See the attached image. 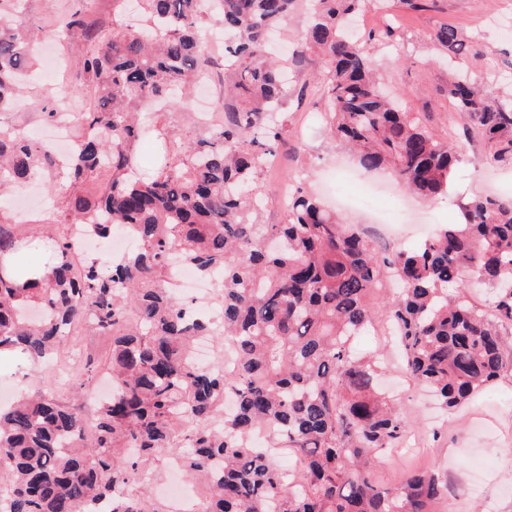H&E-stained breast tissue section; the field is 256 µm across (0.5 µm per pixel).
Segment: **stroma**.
Masks as SVG:
<instances>
[{"instance_id":"1","label":"stroma","mask_w":512,"mask_h":512,"mask_svg":"<svg viewBox=\"0 0 512 512\" xmlns=\"http://www.w3.org/2000/svg\"><path fill=\"white\" fill-rule=\"evenodd\" d=\"M75 7L102 23L104 32H111L112 0H24L28 25L34 31ZM392 13L396 23L389 38L383 37L386 22L375 11L364 13L359 20L361 33L376 35L371 52L379 78L400 93L405 111L426 116L440 138L463 141L461 162L447 193L434 203L409 200L398 223L387 225L384 231L387 247L411 248L435 225L455 222L461 202L512 191V165L487 168L482 162L487 153L485 143L476 137L463 140V122L443 93L452 72L440 61L434 40L436 30L444 24L456 26L465 36L482 35L485 52L464 58L461 66L476 82H492L497 71L512 64V38H504L499 31L500 25L512 23V0H435L421 12L406 11L400 0H395ZM83 49L81 39L62 36L63 71L30 83L28 107L9 114V122L44 135L51 127L44 123L41 108L49 100L71 95L78 109H86L87 96L75 94L67 79L68 72L76 70ZM313 72L310 64L295 65L289 71L286 110L293 133L278 149L281 168L263 172L258 179L265 224H281L287 218L285 206L276 200L278 183L287 178H295L317 194L322 193L326 178L344 169L359 174L346 185L352 195L367 182L385 188L395 184L389 170H362L353 153L326 135L317 117L325 104L312 85ZM79 352L106 363L112 353L111 334L83 325L79 335L64 339L58 350L62 356ZM0 371L13 378L21 392L36 394L49 385L60 400L70 397L64 365L50 368L41 363L18 371L1 361ZM396 396L412 423V433L424 440L425 447L417 455L406 449L399 457L383 459L376 467L381 485L393 486L407 468H434L448 478L446 512H512V375L479 392L445 418L437 416L425 389L415 383L405 384Z\"/></svg>"}]
</instances>
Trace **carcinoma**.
Listing matches in <instances>:
<instances>
[{"label": "carcinoma", "mask_w": 512, "mask_h": 512, "mask_svg": "<svg viewBox=\"0 0 512 512\" xmlns=\"http://www.w3.org/2000/svg\"><path fill=\"white\" fill-rule=\"evenodd\" d=\"M211 2L212 14L203 0H143V25L114 19L110 35L80 9L63 17L60 30L85 41L77 90L95 96L63 163L1 120L23 104L35 40L18 6L0 11V189L41 174L67 193L45 224L52 275L20 284L0 273V357L34 365L81 320L112 334V397L95 407L92 433L82 404L49 392L0 407V512H90L102 500L111 512H170L132 473L177 455L202 484V512H439L448 487L432 470L394 487L376 482L409 422L352 343L383 313L405 372L445 411L512 371V195L462 203L455 223L414 250H377L300 187L285 223H260L256 183L287 133V65L270 37L296 0ZM313 2L296 58L320 67L332 137L364 168L390 166L421 197L443 193L456 153L382 95L371 54L349 32L353 17L388 0ZM210 15L226 38L223 121L188 142L154 124L164 151L144 180L139 106L190 108L193 79L214 65L203 51ZM435 38L450 60L479 55L478 40L452 25ZM444 95L466 137L487 145L486 161L512 163V99L462 70ZM75 226L103 241L122 231L138 247L117 261L88 258L71 246ZM28 228L0 211V255L16 254L23 273L35 269ZM173 251L216 280L217 317H187L189 304L168 287ZM475 283L493 289L491 319L467 297ZM201 337L231 349L233 371L192 361ZM97 377L87 360L72 394ZM260 432L264 447L252 441ZM277 448L294 452L293 471L277 466Z\"/></svg>", "instance_id": "cac0c4a2"}]
</instances>
